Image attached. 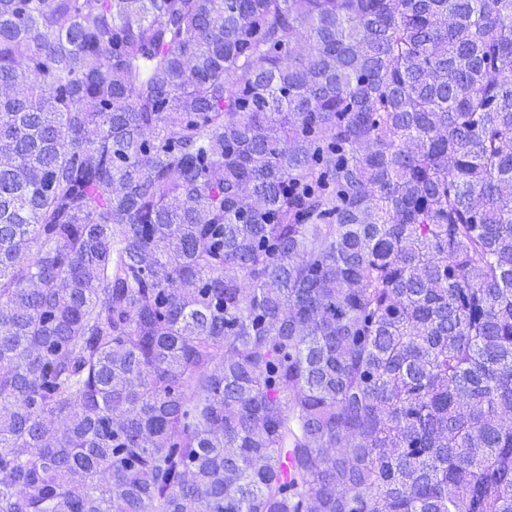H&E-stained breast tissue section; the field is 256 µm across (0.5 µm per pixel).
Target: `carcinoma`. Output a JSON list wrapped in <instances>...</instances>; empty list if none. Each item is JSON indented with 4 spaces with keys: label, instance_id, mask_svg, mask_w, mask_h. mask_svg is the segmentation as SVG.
Segmentation results:
<instances>
[{
    "label": "carcinoma",
    "instance_id": "1",
    "mask_svg": "<svg viewBox=\"0 0 512 512\" xmlns=\"http://www.w3.org/2000/svg\"><path fill=\"white\" fill-rule=\"evenodd\" d=\"M0 512H512V0H0Z\"/></svg>",
    "mask_w": 512,
    "mask_h": 512
}]
</instances>
